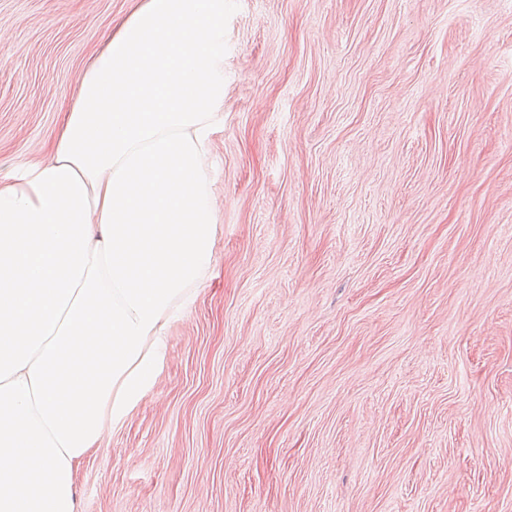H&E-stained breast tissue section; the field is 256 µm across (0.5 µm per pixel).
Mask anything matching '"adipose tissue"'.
Wrapping results in <instances>:
<instances>
[{
	"label": "adipose tissue",
	"mask_w": 512,
	"mask_h": 512,
	"mask_svg": "<svg viewBox=\"0 0 512 512\" xmlns=\"http://www.w3.org/2000/svg\"><path fill=\"white\" fill-rule=\"evenodd\" d=\"M224 2L137 0L49 155L0 176V512H78V466L212 262Z\"/></svg>",
	"instance_id": "ef3b65f1"
}]
</instances>
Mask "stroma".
<instances>
[{"label":"stroma","instance_id":"1","mask_svg":"<svg viewBox=\"0 0 512 512\" xmlns=\"http://www.w3.org/2000/svg\"><path fill=\"white\" fill-rule=\"evenodd\" d=\"M131 0H0V175ZM214 259L79 512H512V0H227Z\"/></svg>","mask_w":512,"mask_h":512}]
</instances>
